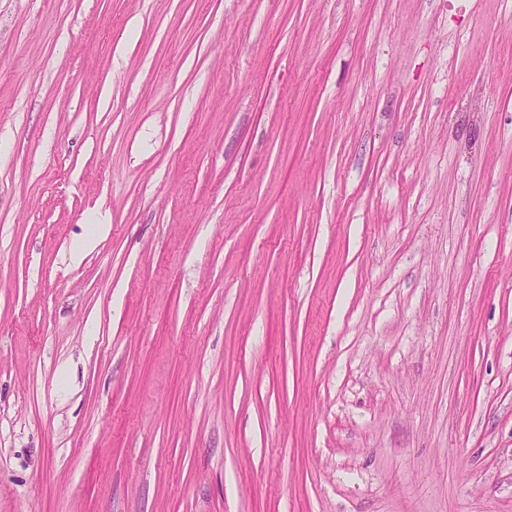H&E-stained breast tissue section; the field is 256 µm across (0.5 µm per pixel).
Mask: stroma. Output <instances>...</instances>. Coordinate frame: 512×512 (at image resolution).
I'll list each match as a JSON object with an SVG mask.
<instances>
[{
    "label": "stroma",
    "mask_w": 512,
    "mask_h": 512,
    "mask_svg": "<svg viewBox=\"0 0 512 512\" xmlns=\"http://www.w3.org/2000/svg\"><path fill=\"white\" fill-rule=\"evenodd\" d=\"M0 512H512V0H0Z\"/></svg>",
    "instance_id": "stroma-1"
}]
</instances>
